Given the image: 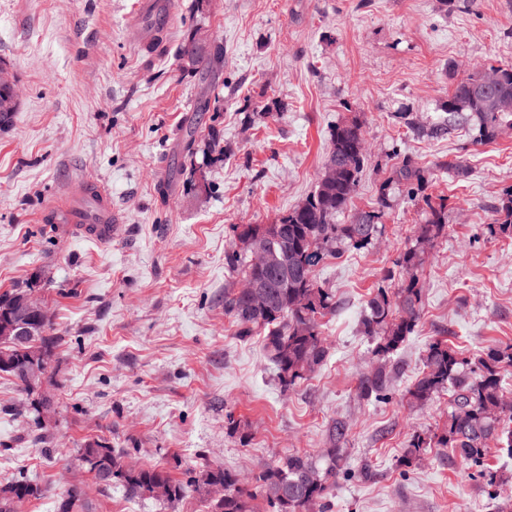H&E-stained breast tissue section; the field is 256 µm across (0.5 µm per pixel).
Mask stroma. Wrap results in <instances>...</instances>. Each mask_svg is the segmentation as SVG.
Listing matches in <instances>:
<instances>
[{"instance_id": "obj_1", "label": "stroma", "mask_w": 512, "mask_h": 512, "mask_svg": "<svg viewBox=\"0 0 512 512\" xmlns=\"http://www.w3.org/2000/svg\"><path fill=\"white\" fill-rule=\"evenodd\" d=\"M135 2L0 0V62L20 92L0 130V294L34 290L62 338L33 388L0 374V483L39 482L23 512H54L75 482L91 512H202L193 494L170 505L99 487L79 448L101 440L177 477L209 464L249 478L295 451L322 458L341 420L352 474L327 512H496L448 449L401 459L447 419V396L404 399L428 343L464 356L512 344V241L479 235L512 191V133L476 146L464 129L431 132L456 80L512 62V0H170L154 53L134 39ZM198 29L224 48L205 76L177 56ZM352 119L368 148L352 207L373 209L384 187L391 207L373 247L318 266L337 302L328 357L286 391L260 338L239 339L224 313L242 282L226 265L233 227L274 223L309 196L332 126ZM212 128L223 155H191L189 137ZM404 156L430 172L425 193L447 204L448 227L424 266L420 323L386 367L389 397L366 400L361 314L423 217L394 185ZM457 159L467 176L448 172ZM88 179L119 218L103 244L49 220ZM40 405L50 457L33 439Z\"/></svg>"}]
</instances>
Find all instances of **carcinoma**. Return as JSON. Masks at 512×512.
Here are the masks:
<instances>
[{"label": "carcinoma", "mask_w": 512, "mask_h": 512, "mask_svg": "<svg viewBox=\"0 0 512 512\" xmlns=\"http://www.w3.org/2000/svg\"><path fill=\"white\" fill-rule=\"evenodd\" d=\"M180 61L188 60V70H208L224 63V48L201 39L194 32L179 47ZM500 82L496 91L512 99V63L498 65ZM480 75L457 82L446 102L445 115L435 131H451L466 125L476 145L497 141L512 130V111L493 112L475 91ZM367 160L362 127L356 120L343 121L330 134L327 162H336L339 176L320 181L306 198L303 208L293 207L273 224H236L234 243L226 256L229 270L243 279H255L264 285L267 306L251 305L242 288L224 290V313L236 326V336L263 337V347L276 370L283 390L307 379L324 363L328 348L323 338V320L336 312L331 290L316 280L317 267L341 250H362L381 236L385 198L379 207L351 214L345 224L336 217L352 203ZM396 176L409 196L422 198L424 218L412 227L411 243L399 253V283L395 288L381 286L366 302L361 321L364 335L373 341L377 369L360 380L361 395L380 400L389 388L386 365L416 329L423 307L421 272L428 249L447 228L445 205L421 196L429 176L405 159ZM486 238H512V194L496 209L493 221L481 229ZM261 237L266 241L264 266L256 267L245 244ZM61 337L45 333L27 337V343L10 342L0 335V374L14 378L26 389L27 346H37L51 354ZM512 369V344H501L474 355L461 357L447 342L428 344L423 370L405 394L407 403L422 407L442 392H448L446 425L434 434L433 441L416 437L405 449L402 463L409 464L425 448H449L461 460L480 468L487 485L497 476L483 469L490 442L512 456V399L507 397L504 372ZM346 435V425L336 421L330 428L333 447L327 450L328 463L321 468L314 457L294 452L255 476L245 487L237 473L221 466H209L196 472L186 470L177 479L162 467H143L129 452H117L105 442H88L79 449L80 460L89 466L97 484L121 487L130 498L152 499L156 489L164 491L160 500L175 504L194 493L206 502L209 512H251V501L262 499L266 512H309V506L327 498L336 485V476L346 472L343 449L338 447ZM317 474L311 481L308 476ZM43 495V488L28 476L0 483V512H17L18 507ZM54 512H90L87 493L65 490Z\"/></svg>", "instance_id": "cac0c4a2"}]
</instances>
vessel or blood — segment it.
Segmentation results:
<instances>
[{
	"instance_id": "1",
	"label": "vessel or blood",
	"mask_w": 512,
	"mask_h": 512,
	"mask_svg": "<svg viewBox=\"0 0 512 512\" xmlns=\"http://www.w3.org/2000/svg\"><path fill=\"white\" fill-rule=\"evenodd\" d=\"M140 19L138 39L151 49H158L170 19L168 0H138ZM52 221L75 225L83 237L97 241L111 239L117 229L118 216L113 215L106 191L98 185L85 184L75 208L51 216Z\"/></svg>"
}]
</instances>
